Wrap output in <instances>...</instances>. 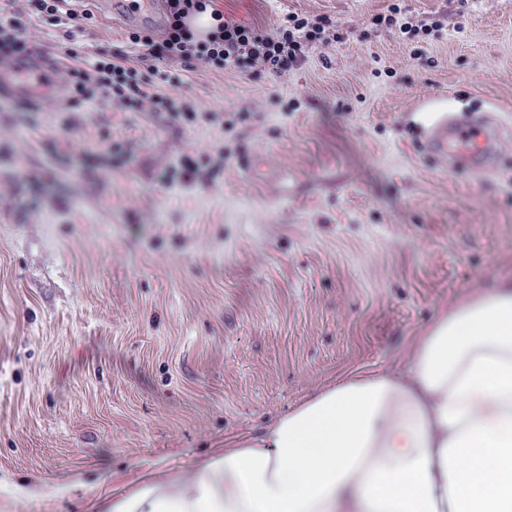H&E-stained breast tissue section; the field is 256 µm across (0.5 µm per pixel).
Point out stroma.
I'll return each instance as SVG.
<instances>
[{"label":"stroma","mask_w":512,"mask_h":512,"mask_svg":"<svg viewBox=\"0 0 512 512\" xmlns=\"http://www.w3.org/2000/svg\"><path fill=\"white\" fill-rule=\"evenodd\" d=\"M82 6L93 22H26L60 78L129 52ZM212 7L262 34L323 16L329 38L281 76L142 65L214 124L0 92V512L194 477L313 391L403 368L435 316L512 279V0ZM463 107L508 127L491 172L419 148L429 113ZM186 155L192 182L171 175Z\"/></svg>","instance_id":"stroma-1"}]
</instances>
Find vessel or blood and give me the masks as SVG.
Wrapping results in <instances>:
<instances>
[{
	"instance_id": "1",
	"label": "vessel or blood",
	"mask_w": 512,
	"mask_h": 512,
	"mask_svg": "<svg viewBox=\"0 0 512 512\" xmlns=\"http://www.w3.org/2000/svg\"><path fill=\"white\" fill-rule=\"evenodd\" d=\"M160 6V0H110L108 4L112 17L125 23L136 22L142 14L156 12ZM1 88L22 100L43 99L54 95L57 82L41 68L19 63L0 69ZM502 132L500 119L489 113L463 123L443 113L430 132L427 149L447 158L449 167L479 170L487 166L491 144Z\"/></svg>"
}]
</instances>
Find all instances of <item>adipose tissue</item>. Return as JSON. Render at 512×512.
Instances as JSON below:
<instances>
[{
    "label": "adipose tissue",
    "mask_w": 512,
    "mask_h": 512,
    "mask_svg": "<svg viewBox=\"0 0 512 512\" xmlns=\"http://www.w3.org/2000/svg\"><path fill=\"white\" fill-rule=\"evenodd\" d=\"M108 512H512V281L434 318L403 371L318 390Z\"/></svg>",
    "instance_id": "obj_1"
}]
</instances>
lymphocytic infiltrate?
Segmentation results:
<instances>
[{"label":"lymphocytic infiltrate","mask_w":512,"mask_h":512,"mask_svg":"<svg viewBox=\"0 0 512 512\" xmlns=\"http://www.w3.org/2000/svg\"><path fill=\"white\" fill-rule=\"evenodd\" d=\"M209 19L205 32L195 30L190 20ZM329 24L323 17L289 16L286 25L273 35L225 22L213 10L211 0H167V15L161 40H154L139 28L130 29L131 45L141 48V61L179 60L189 67L237 71L259 67L282 75L302 61L309 46L326 42ZM23 16L12 13L0 22V59L27 60L35 50L25 36ZM69 99L116 103L130 108H150L175 121H214L211 112L200 113L187 101L150 92L138 68L122 59L98 57L89 67L74 66L67 72Z\"/></svg>","instance_id":"lymphocytic-infiltrate-1"}]
</instances>
